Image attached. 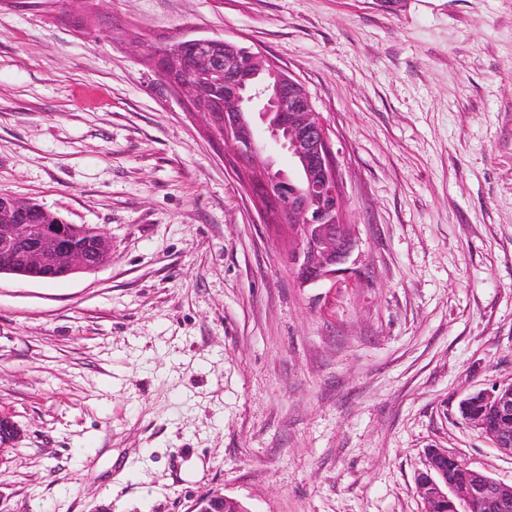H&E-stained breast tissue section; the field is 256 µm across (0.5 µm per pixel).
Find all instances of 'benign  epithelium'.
<instances>
[{"label": "benign epithelium", "instance_id": "1", "mask_svg": "<svg viewBox=\"0 0 512 512\" xmlns=\"http://www.w3.org/2000/svg\"><path fill=\"white\" fill-rule=\"evenodd\" d=\"M157 74L201 113L211 136L246 175L244 189L260 220L275 213L288 237V268L302 286L337 281L357 240L345 219L329 129L307 89L288 70L231 39L182 36L176 47L152 58ZM264 129L270 144L288 152V176L271 178V149L256 146ZM0 274L51 282L95 271L112 261V239L99 227L71 224L43 206L0 195ZM463 418L502 453L512 457V382L480 390L460 401ZM22 430L0 414V449ZM424 512H512V484L470 468L440 448L428 452L416 476ZM192 512H248L222 494L198 499Z\"/></svg>", "mask_w": 512, "mask_h": 512}]
</instances>
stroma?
Segmentation results:
<instances>
[{
	"mask_svg": "<svg viewBox=\"0 0 512 512\" xmlns=\"http://www.w3.org/2000/svg\"><path fill=\"white\" fill-rule=\"evenodd\" d=\"M264 53L330 129L357 277L300 286L137 45ZM0 194L112 261L0 275V512H423L459 413L512 382V0H0ZM193 512H248L236 499L223 494H211L198 499L192 507Z\"/></svg>",
	"mask_w": 512,
	"mask_h": 512,
	"instance_id": "1",
	"label": "stroma"
}]
</instances>
